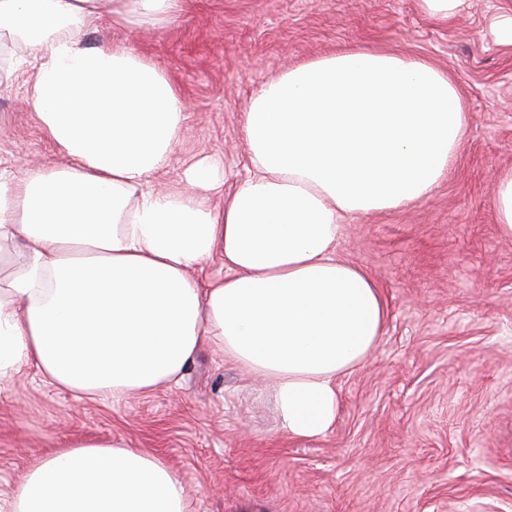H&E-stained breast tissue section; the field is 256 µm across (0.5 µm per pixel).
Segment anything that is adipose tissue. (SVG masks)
Returning <instances> with one entry per match:
<instances>
[{"label": "adipose tissue", "mask_w": 512, "mask_h": 512, "mask_svg": "<svg viewBox=\"0 0 512 512\" xmlns=\"http://www.w3.org/2000/svg\"><path fill=\"white\" fill-rule=\"evenodd\" d=\"M184 0H0V32L33 58L37 118L65 160L18 179L0 169V241L23 272L0 279V379L33 366L82 395L178 384L206 347L272 383L294 440L336 425L338 382L389 317L362 267L338 257L346 217L429 194L460 150L467 112L432 64L350 49L298 64L244 110L249 175L225 191L216 162L193 193H156L184 118L167 75L124 47L85 45L102 16L160 26ZM222 201L214 205L211 195ZM224 278L194 272L213 257ZM10 512H188L163 461L122 442L37 460Z\"/></svg>", "instance_id": "obj_1"}]
</instances>
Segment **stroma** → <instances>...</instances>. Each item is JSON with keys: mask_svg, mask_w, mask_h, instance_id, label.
<instances>
[{"mask_svg": "<svg viewBox=\"0 0 512 512\" xmlns=\"http://www.w3.org/2000/svg\"><path fill=\"white\" fill-rule=\"evenodd\" d=\"M512 0H469L445 23L416 0H185L164 26L101 18L106 43L154 62L185 119L162 192L204 158L224 188L247 175L243 112L288 67L352 46L422 58L452 74L468 128L446 177L397 209L349 216L338 255L366 269L389 307L367 361L341 377L336 427L316 442L282 430L272 388L203 349L179 384L76 397L35 368L0 380V500L39 457L124 441L183 482L190 512H512V238L492 198L512 168V45L493 34ZM27 51L0 34V166L16 178L63 164L29 102Z\"/></svg>", "mask_w": 512, "mask_h": 512, "instance_id": "stroma-1", "label": "stroma"}]
</instances>
